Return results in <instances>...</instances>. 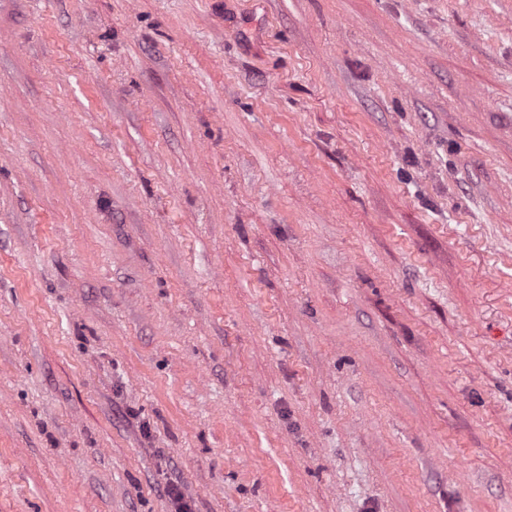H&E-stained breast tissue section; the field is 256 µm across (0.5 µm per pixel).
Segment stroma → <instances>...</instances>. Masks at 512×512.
I'll return each instance as SVG.
<instances>
[{
    "label": "stroma",
    "instance_id": "stroma-1",
    "mask_svg": "<svg viewBox=\"0 0 512 512\" xmlns=\"http://www.w3.org/2000/svg\"><path fill=\"white\" fill-rule=\"evenodd\" d=\"M512 512V0H0V512Z\"/></svg>",
    "mask_w": 512,
    "mask_h": 512
}]
</instances>
